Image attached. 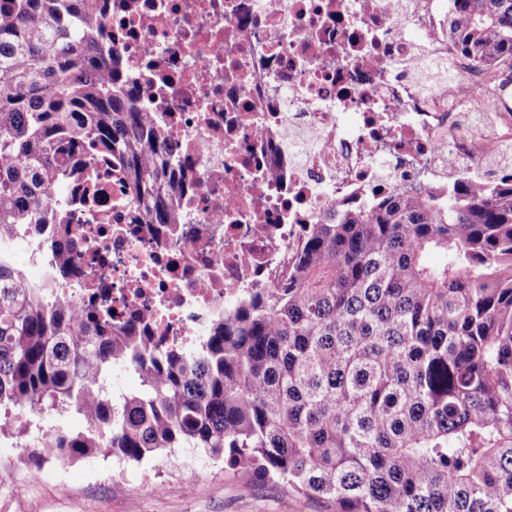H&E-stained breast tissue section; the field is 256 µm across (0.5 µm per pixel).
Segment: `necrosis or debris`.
<instances>
[{"mask_svg":"<svg viewBox=\"0 0 512 512\" xmlns=\"http://www.w3.org/2000/svg\"><path fill=\"white\" fill-rule=\"evenodd\" d=\"M447 0H107L109 47L178 147V224L147 223L100 169L61 273L53 225L0 241L48 301L197 350L214 320L278 284L303 225L373 191L489 179L512 141L502 90L448 40Z\"/></svg>","mask_w":512,"mask_h":512,"instance_id":"necrosis-or-debris-1","label":"necrosis or debris"}]
</instances>
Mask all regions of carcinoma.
Returning <instances> with one entry per match:
<instances>
[{
    "instance_id": "obj_1",
    "label": "carcinoma",
    "mask_w": 512,
    "mask_h": 512,
    "mask_svg": "<svg viewBox=\"0 0 512 512\" xmlns=\"http://www.w3.org/2000/svg\"><path fill=\"white\" fill-rule=\"evenodd\" d=\"M96 2L0 0V239L69 227L100 163L148 223H181L177 153L104 51ZM448 41L512 83V0H453ZM115 366L141 390L110 392ZM0 412L21 448L31 418L82 417L48 440L62 461L197 448L336 512H512V172L304 225L287 277L193 355L0 261Z\"/></svg>"
}]
</instances>
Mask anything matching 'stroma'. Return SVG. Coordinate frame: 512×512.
<instances>
[{"label": "stroma", "mask_w": 512, "mask_h": 512, "mask_svg": "<svg viewBox=\"0 0 512 512\" xmlns=\"http://www.w3.org/2000/svg\"><path fill=\"white\" fill-rule=\"evenodd\" d=\"M2 469L18 477L0 482V512H336L325 500L289 496L283 485L195 448L139 464L103 455L37 462L5 439ZM147 480L168 484V492L142 490ZM183 482L189 491L176 492Z\"/></svg>", "instance_id": "1"}]
</instances>
